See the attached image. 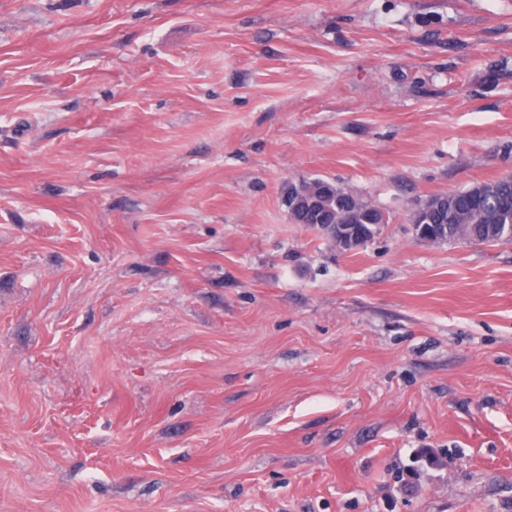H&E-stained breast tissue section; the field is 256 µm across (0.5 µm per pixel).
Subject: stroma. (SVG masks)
<instances>
[{"label": "stroma", "instance_id": "35a3bbf8", "mask_svg": "<svg viewBox=\"0 0 512 512\" xmlns=\"http://www.w3.org/2000/svg\"><path fill=\"white\" fill-rule=\"evenodd\" d=\"M507 174L512 0H0V512H512ZM430 197L431 205L410 219L416 235L433 242L461 241L470 244L512 242V176ZM426 200V201H427ZM425 225V227H423ZM311 181L318 183L321 190L313 199L314 204L311 207L301 205L292 212H288L293 223L321 224L317 217L325 214L335 213L336 217L351 216L355 223L359 224L352 228L361 229L369 239L374 237L376 229L367 224H385L386 218L383 212L368 200L346 191L333 181L320 178ZM321 229L325 233L328 228L321 224Z\"/></svg>", "mask_w": 512, "mask_h": 512}]
</instances>
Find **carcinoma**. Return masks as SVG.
<instances>
[{
  "instance_id": "carcinoma-1",
  "label": "carcinoma",
  "mask_w": 512,
  "mask_h": 512,
  "mask_svg": "<svg viewBox=\"0 0 512 512\" xmlns=\"http://www.w3.org/2000/svg\"><path fill=\"white\" fill-rule=\"evenodd\" d=\"M321 187L310 207L301 205L289 213L295 224H318L320 215L351 216L367 238L374 237L375 225L386 223L383 212L368 200L356 196L333 181L316 178ZM473 188L430 197L431 205L410 220L421 239L436 243L461 241L470 244L512 242V176Z\"/></svg>"
}]
</instances>
